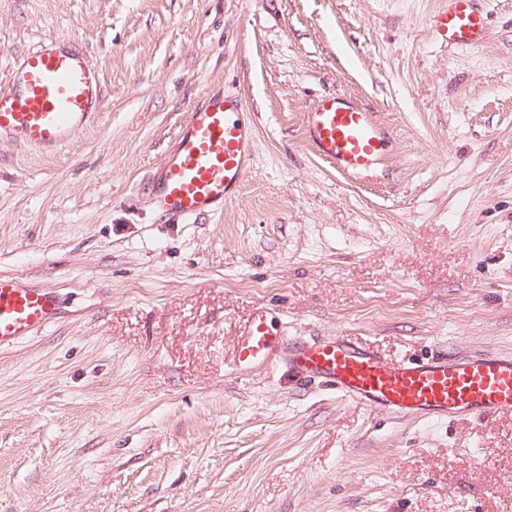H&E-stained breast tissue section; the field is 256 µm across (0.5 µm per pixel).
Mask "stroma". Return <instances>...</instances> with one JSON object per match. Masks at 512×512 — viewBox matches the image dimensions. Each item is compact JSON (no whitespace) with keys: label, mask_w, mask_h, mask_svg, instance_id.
Here are the masks:
<instances>
[{"label":"stroma","mask_w":512,"mask_h":512,"mask_svg":"<svg viewBox=\"0 0 512 512\" xmlns=\"http://www.w3.org/2000/svg\"><path fill=\"white\" fill-rule=\"evenodd\" d=\"M441 4L0 0V87L57 37L102 86L60 149L0 142V275L60 301L0 347V512H512V416L399 419L232 363L260 307L387 358L512 352V0L475 47L430 32ZM213 93L253 160L174 221L147 187ZM336 94L392 136L366 174L306 140Z\"/></svg>","instance_id":"stroma-1"}]
</instances>
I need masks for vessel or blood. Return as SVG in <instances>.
<instances>
[{
	"label": "vessel or blood",
	"mask_w": 512,
	"mask_h": 512,
	"mask_svg": "<svg viewBox=\"0 0 512 512\" xmlns=\"http://www.w3.org/2000/svg\"><path fill=\"white\" fill-rule=\"evenodd\" d=\"M479 0H446L430 19L455 44L476 45L487 32ZM101 79L86 58L45 41L28 53L0 90V141L54 149L88 120ZM243 101L207 97L190 114L161 163L153 189L161 210L192 217L217 210L240 188L254 133L240 118ZM315 154L348 173L371 170L384 159L389 133L366 111L326 97L306 117ZM58 300L50 287L0 276V346L36 334L51 320ZM287 356L294 375L318 378L342 397L400 418H489L512 415V353L456 354L427 360L387 359L346 336L286 345L272 314L256 310L235 350L244 372Z\"/></svg>",
	"instance_id": "b4317fda"
}]
</instances>
